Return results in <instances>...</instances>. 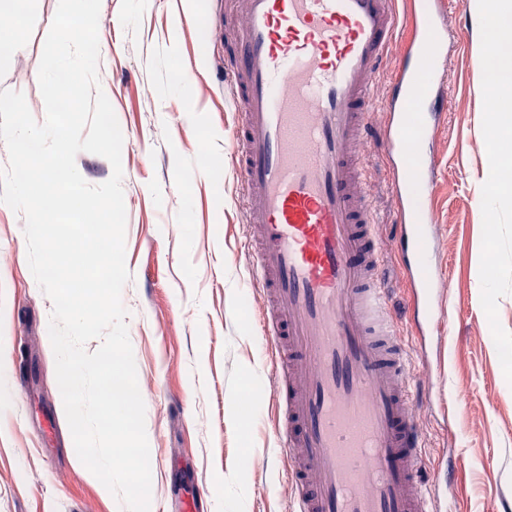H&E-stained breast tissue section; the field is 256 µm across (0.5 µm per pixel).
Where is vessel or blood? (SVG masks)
Instances as JSON below:
<instances>
[{
	"mask_svg": "<svg viewBox=\"0 0 512 512\" xmlns=\"http://www.w3.org/2000/svg\"><path fill=\"white\" fill-rule=\"evenodd\" d=\"M215 19L240 121L230 142L254 255L251 282L280 407L296 512H437L412 369L383 286L388 244L366 192L373 80L407 31L376 138L395 167L405 274L440 317L432 274L434 129L450 19L432 0H230Z\"/></svg>",
	"mask_w": 512,
	"mask_h": 512,
	"instance_id": "obj_1",
	"label": "vessel or blood"
}]
</instances>
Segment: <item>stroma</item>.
I'll return each mask as SVG.
<instances>
[{"label": "stroma", "mask_w": 512, "mask_h": 512, "mask_svg": "<svg viewBox=\"0 0 512 512\" xmlns=\"http://www.w3.org/2000/svg\"><path fill=\"white\" fill-rule=\"evenodd\" d=\"M58 0H35L25 25L0 47V91L24 94L46 118L38 83L45 37ZM462 10L448 32V110L436 130L438 178L430 202L437 221L433 261L448 282V337L421 336L416 301L397 253L386 274L397 329L418 388L425 457L447 478L436 507L512 512V384L481 305L479 200L489 170L482 132L481 31L471 0H437ZM224 0H101L99 81L120 124L126 208L121 301L128 312L151 470L150 512H172L171 488L201 487L206 512H225L224 493L244 490L248 512H293L290 476L279 454L278 403L264 385L260 410L240 422L233 400L261 348L263 311L247 289L252 257L242 189L228 155L239 120L224 80V38L213 17ZM394 40L373 83V127L387 123ZM194 79L190 97L168 95L177 72ZM205 136L206 153L194 141ZM371 199L391 236L396 209L386 160L364 156ZM52 302L27 260L24 217L0 206V512H125L79 460L56 379L49 337Z\"/></svg>", "instance_id": "stroma-1"}]
</instances>
